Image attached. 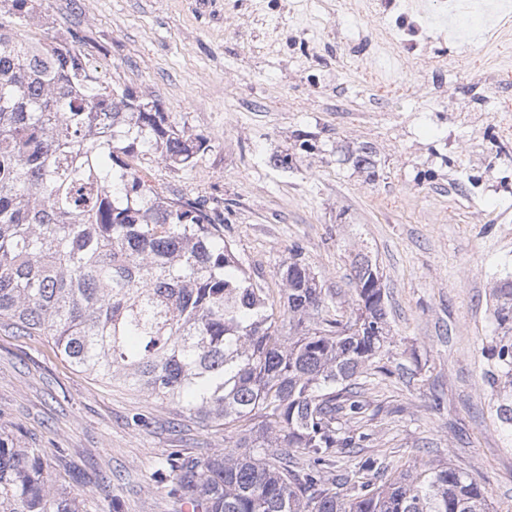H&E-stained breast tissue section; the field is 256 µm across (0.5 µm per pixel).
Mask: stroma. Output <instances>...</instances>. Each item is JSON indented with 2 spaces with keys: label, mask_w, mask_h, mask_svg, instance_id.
Returning a JSON list of instances; mask_svg holds the SVG:
<instances>
[{
  "label": "stroma",
  "mask_w": 512,
  "mask_h": 512,
  "mask_svg": "<svg viewBox=\"0 0 512 512\" xmlns=\"http://www.w3.org/2000/svg\"><path fill=\"white\" fill-rule=\"evenodd\" d=\"M34 37L75 39L101 80L158 100L211 140L188 167L153 168L204 201L255 282L279 295L298 251L352 315L350 262L368 253L388 294L392 364L369 377L363 429L396 475L449 463L512 512V425L486 377L497 338L492 289L512 279V41L462 56L448 95L421 77L380 90L364 62L343 65L345 24L296 14L291 0H43ZM482 83L499 99L481 112ZM374 149L373 174L345 159ZM292 154L293 164L275 165ZM441 406H434V396ZM147 426H131L135 413ZM0 433L44 451L56 488L89 512H176L155 469L171 452L223 450V427L71 365L45 336L0 327Z\"/></svg>",
  "instance_id": "stroma-1"
}]
</instances>
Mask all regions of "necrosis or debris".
Instances as JSON below:
<instances>
[{
  "mask_svg": "<svg viewBox=\"0 0 512 512\" xmlns=\"http://www.w3.org/2000/svg\"><path fill=\"white\" fill-rule=\"evenodd\" d=\"M338 6L371 21L347 45L351 59L366 58L376 84L395 86L412 72L440 98L458 56L512 34V0H339ZM443 42L454 46V55L434 52Z\"/></svg>",
  "mask_w": 512,
  "mask_h": 512,
  "instance_id": "obj_1",
  "label": "necrosis or debris"
}]
</instances>
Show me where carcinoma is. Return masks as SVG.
Here are the masks:
<instances>
[{
  "label": "carcinoma",
  "mask_w": 512,
  "mask_h": 512,
  "mask_svg": "<svg viewBox=\"0 0 512 512\" xmlns=\"http://www.w3.org/2000/svg\"><path fill=\"white\" fill-rule=\"evenodd\" d=\"M0 320L49 336L75 367L180 406L235 435L203 460L174 453L156 476L203 512H489L488 492L442 465L387 475L352 428L361 382L388 335L377 267L351 260L357 308L343 323L315 274L289 258L288 335L198 200L176 197L148 164L178 169L211 139L97 77L65 40L23 35L41 0H0ZM347 160L374 175L372 148ZM501 330L491 385L512 423V281L493 288ZM43 449L0 436V512H82L44 474Z\"/></svg>",
  "instance_id": "cac0c4a2"
}]
</instances>
